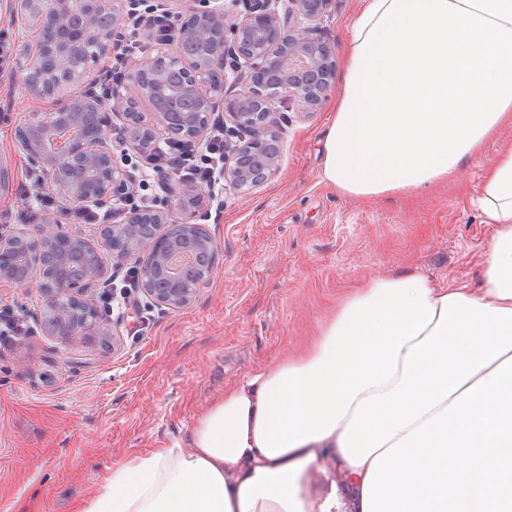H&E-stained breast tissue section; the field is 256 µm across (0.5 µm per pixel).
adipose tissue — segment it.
Returning a JSON list of instances; mask_svg holds the SVG:
<instances>
[{"mask_svg":"<svg viewBox=\"0 0 512 512\" xmlns=\"http://www.w3.org/2000/svg\"><path fill=\"white\" fill-rule=\"evenodd\" d=\"M510 125L512 0H360L320 178L416 195ZM476 203L478 286L361 282L78 512H512V142Z\"/></svg>","mask_w":512,"mask_h":512,"instance_id":"adipose-tissue-1","label":"adipose tissue"}]
</instances>
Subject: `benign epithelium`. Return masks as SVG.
Here are the masks:
<instances>
[{
    "label": "benign epithelium",
    "mask_w": 512,
    "mask_h": 512,
    "mask_svg": "<svg viewBox=\"0 0 512 512\" xmlns=\"http://www.w3.org/2000/svg\"><path fill=\"white\" fill-rule=\"evenodd\" d=\"M287 2L284 12L278 4ZM147 0H21L28 22L24 42L25 84L41 98L65 95V102L50 112H34L18 126L16 136L29 162L40 167L46 184L72 207L106 206L112 193L127 186L126 161L112 149L108 135L110 113H122L136 129L128 140L132 151L149 160L158 131L173 133L177 122L189 127L191 139L207 135L212 112L224 109V188L248 194L271 180L281 168V152L267 149L274 133L273 103L286 97L300 103L305 112L320 108L333 90V50L320 35L321 22L335 0H191V18L170 12L175 40L159 42L155 56L131 68L124 83L103 100L87 92L89 64L106 56L109 43L124 30L131 11ZM245 12L234 13L239 4ZM189 40L208 48L203 57L187 56L181 43ZM228 68L225 74L222 68ZM182 71L183 94L194 108L176 120L154 108L155 87L171 69ZM241 84L224 96L227 75ZM148 104L150 110L142 111ZM171 203L148 210H134L121 224H106L112 232V253H95L81 272L70 278L60 268L71 262L83 241L50 220L33 233H0V281L27 283L9 261L16 251L25 252L30 269L37 270L45 304L43 327L50 336L78 342L95 333L114 336L116 330L98 323L91 286L107 272V259L118 264L135 257L145 294L160 305L179 309L196 295L202 279L187 288H167L154 282L148 271L175 280L182 251L171 242L179 232L196 241L195 258L210 274L216 246L202 225L171 223ZM140 224H154L151 236L135 232ZM64 299L72 309L63 316L56 307Z\"/></svg>",
    "instance_id": "benign-epithelium-1"
}]
</instances>
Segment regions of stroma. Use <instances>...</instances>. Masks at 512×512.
<instances>
[{
    "instance_id": "obj_1",
    "label": "stroma",
    "mask_w": 512,
    "mask_h": 512,
    "mask_svg": "<svg viewBox=\"0 0 512 512\" xmlns=\"http://www.w3.org/2000/svg\"><path fill=\"white\" fill-rule=\"evenodd\" d=\"M16 0H0L11 54L0 60V233L34 232L54 218L67 233L103 248L101 227L74 224L62 208L30 211L19 186L31 167L16 130L57 100L24 84L27 22ZM357 0H336L321 35L343 64ZM279 173L248 195L205 201L195 221L211 235L215 268L191 303L171 309L144 292L113 314L117 335L102 343L46 335L36 284L0 283V301L27 311L33 335L0 352V512H76L114 466L178 435L225 385L304 343L361 281L420 268L435 282L471 283L491 243L474 204L498 141L448 181L412 196L349 200L318 175L328 106L301 112L275 102Z\"/></svg>"
}]
</instances>
